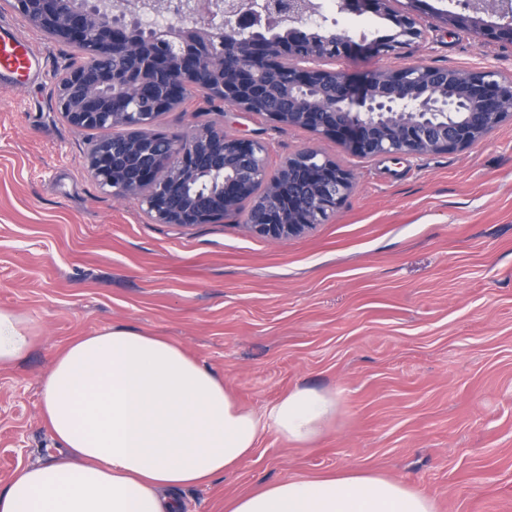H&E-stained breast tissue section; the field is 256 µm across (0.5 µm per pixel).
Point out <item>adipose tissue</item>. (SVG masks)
Here are the masks:
<instances>
[{
    "label": "adipose tissue",
    "instance_id": "obj_1",
    "mask_svg": "<svg viewBox=\"0 0 512 512\" xmlns=\"http://www.w3.org/2000/svg\"><path fill=\"white\" fill-rule=\"evenodd\" d=\"M32 343L27 319L0 310V367ZM338 405L333 391L298 386L255 413L167 338L109 326L55 356L41 416L59 455L18 469L0 490V512H183L181 492L236 470L264 430L310 446ZM225 512H435V504L400 481L342 470L235 496Z\"/></svg>",
    "mask_w": 512,
    "mask_h": 512
}]
</instances>
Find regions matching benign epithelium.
Masks as SVG:
<instances>
[{"instance_id":"1","label":"benign epithelium","mask_w":512,"mask_h":512,"mask_svg":"<svg viewBox=\"0 0 512 512\" xmlns=\"http://www.w3.org/2000/svg\"><path fill=\"white\" fill-rule=\"evenodd\" d=\"M190 16L131 34L134 23L112 14L109 0H12V8L60 41L85 46L54 83L58 112L74 128H119L123 135L89 144L84 162L118 197L140 199L160 224H207L237 211L239 200L263 188L246 228L270 239L298 237L336 213L353 188L351 174L313 149L271 171L266 145L212 126L189 134L156 129L157 119L190 93L250 112L268 97L259 78L288 70L267 107L275 123L330 137L364 157L464 151L512 118V81L489 69L460 71L417 64L376 70L358 84L341 69L304 62L336 60L368 51L387 54L421 37L422 0L392 11L388 0H336L340 13L389 17L388 39L355 41L330 29L317 0H184ZM453 28L487 42L512 44V3L474 0L467 12L435 11ZM495 15L499 21L488 20ZM311 55L297 61V40ZM155 87L152 111L134 109L140 92ZM468 111L459 112L461 105Z\"/></svg>"}]
</instances>
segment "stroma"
Returning <instances> with one entry per match:
<instances>
[{
	"mask_svg": "<svg viewBox=\"0 0 512 512\" xmlns=\"http://www.w3.org/2000/svg\"><path fill=\"white\" fill-rule=\"evenodd\" d=\"M422 39L336 66L354 80L416 64L498 70L512 45L448 28L428 0ZM41 53L39 79L0 88V310L35 342L0 367V490L54 452L41 383L77 336L127 325L164 336L262 412L295 386L336 391L335 421L306 450L275 432L185 512L288 478L356 469L402 481L437 512H512V120L462 152L360 157L335 140L192 92L157 127L210 124L263 141L269 166L305 148L354 178L336 214L307 234L255 236L235 213L209 224L153 223L136 197L102 189L83 164L101 129L57 111L59 73L78 56L0 0Z\"/></svg>",
	"mask_w": 512,
	"mask_h": 512,
	"instance_id": "obj_1",
	"label": "stroma"
}]
</instances>
